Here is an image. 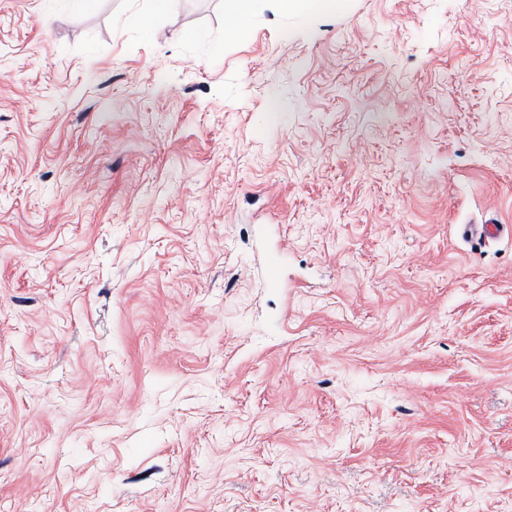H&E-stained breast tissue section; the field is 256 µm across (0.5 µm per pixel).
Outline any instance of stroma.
Masks as SVG:
<instances>
[{"label":"stroma","instance_id":"35a3bbf8","mask_svg":"<svg viewBox=\"0 0 512 512\" xmlns=\"http://www.w3.org/2000/svg\"><path fill=\"white\" fill-rule=\"evenodd\" d=\"M230 6L0 0V512H512V0ZM254 2V0H233L231 17L224 29L225 40L236 37L250 23ZM487 224H463L460 227L462 236L477 237L479 240H493L500 237L505 231L512 236L511 224H497L498 221L492 219Z\"/></svg>","mask_w":512,"mask_h":512}]
</instances>
